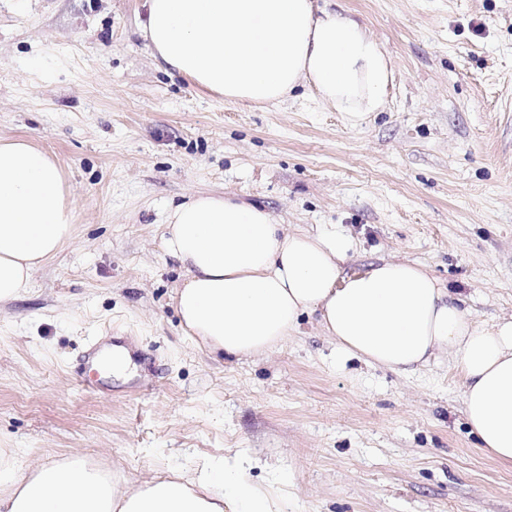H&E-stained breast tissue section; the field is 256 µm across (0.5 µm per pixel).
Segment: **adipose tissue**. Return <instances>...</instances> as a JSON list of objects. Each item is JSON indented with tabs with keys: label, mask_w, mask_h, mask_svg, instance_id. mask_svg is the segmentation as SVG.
<instances>
[{
	"label": "adipose tissue",
	"mask_w": 512,
	"mask_h": 512,
	"mask_svg": "<svg viewBox=\"0 0 512 512\" xmlns=\"http://www.w3.org/2000/svg\"><path fill=\"white\" fill-rule=\"evenodd\" d=\"M155 58L230 101L277 103L300 85L355 123L379 111L390 81L379 44L316 0H146ZM74 205L56 161L24 139L0 142V305L21 298L72 236ZM162 245L184 272L172 300L189 335L231 359L265 353L314 313L344 356L412 372L447 349L481 448L512 464V316L477 323L426 267L383 260L346 273L335 229L288 232L266 209L196 194L168 209ZM238 453L190 474L119 487L75 455L15 473L0 451V512H284Z\"/></svg>",
	"instance_id": "ef3b65f1"
}]
</instances>
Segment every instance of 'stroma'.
Masks as SVG:
<instances>
[{
  "instance_id": "obj_1",
  "label": "stroma",
  "mask_w": 512,
  "mask_h": 512,
  "mask_svg": "<svg viewBox=\"0 0 512 512\" xmlns=\"http://www.w3.org/2000/svg\"><path fill=\"white\" fill-rule=\"evenodd\" d=\"M392 76L357 124L298 87L262 106L166 73L146 0H0V140L55 156L74 233L0 305V449L17 474L80 454L130 484L208 455L260 459L288 512H512V465L482 451L442 351L409 374L342 357L313 315L257 358L188 336L166 210L236 195L289 231L336 227L346 272L425 265L473 319L512 314V0H335ZM120 345L127 377L81 378Z\"/></svg>"
}]
</instances>
